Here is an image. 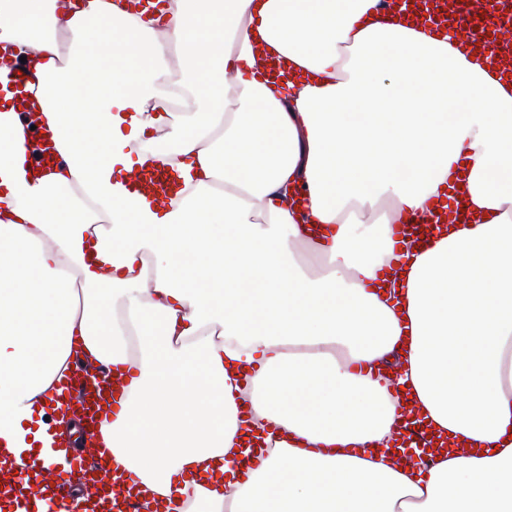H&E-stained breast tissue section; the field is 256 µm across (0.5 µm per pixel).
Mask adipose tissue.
Segmentation results:
<instances>
[{
  "label": "adipose tissue",
  "instance_id": "1",
  "mask_svg": "<svg viewBox=\"0 0 512 512\" xmlns=\"http://www.w3.org/2000/svg\"><path fill=\"white\" fill-rule=\"evenodd\" d=\"M379 0H0L65 165L0 74V447L26 468L73 348L130 382L115 472L170 512H512V79ZM292 69L262 79L256 45ZM185 104L170 120L169 86ZM168 165L176 206L135 172ZM479 220L394 227L454 196ZM397 380L379 372L396 352ZM403 386L404 397L391 391ZM474 447L391 453L404 405ZM265 455L239 475L253 431ZM28 130V139L30 142V145L32 146L31 152H30V161L32 164V169L34 171H39L42 169L43 166H47L48 164L52 163L55 166H59L62 163H64V158L62 155L58 152L54 155V149L51 145H49L48 141H46L42 147V149L38 150V152L35 150L34 143L35 141H39L41 134L36 133L35 131L31 130V128L27 125Z\"/></svg>",
  "mask_w": 512,
  "mask_h": 512
}]
</instances>
